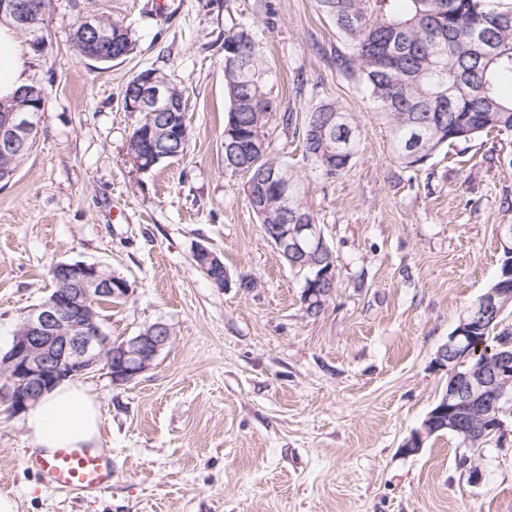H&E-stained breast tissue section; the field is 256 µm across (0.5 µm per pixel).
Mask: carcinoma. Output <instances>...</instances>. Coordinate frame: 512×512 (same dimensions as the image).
I'll return each instance as SVG.
<instances>
[{
	"mask_svg": "<svg viewBox=\"0 0 512 512\" xmlns=\"http://www.w3.org/2000/svg\"><path fill=\"white\" fill-rule=\"evenodd\" d=\"M345 40L348 52L336 56V69L358 72L373 111L386 125L394 157L415 170L444 146L484 135H512V0H315ZM112 52L136 49L128 27L103 20ZM224 87L230 102L224 138L234 131H263L278 104L267 89V69L257 32L241 25L224 37ZM0 102V113L41 101ZM334 112L354 129L350 139L332 142L336 171L347 169L360 152L357 126L335 101L312 106L302 122L303 157L311 171L326 172L308 156L321 141L310 136L313 114ZM263 164L274 179H288L304 190L288 162L264 146ZM265 206L255 211L260 224H281L277 188L270 184Z\"/></svg>",
	"mask_w": 512,
	"mask_h": 512,
	"instance_id": "1",
	"label": "carcinoma"
}]
</instances>
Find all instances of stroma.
<instances>
[{"mask_svg":"<svg viewBox=\"0 0 512 512\" xmlns=\"http://www.w3.org/2000/svg\"><path fill=\"white\" fill-rule=\"evenodd\" d=\"M79 10L129 26L134 53L99 67L79 58ZM246 22L261 26L280 111L335 101L358 126L359 155L334 178L306 169L280 119L265 128L334 253L336 292L315 317L248 203L246 174L224 168V37ZM44 33L41 51L24 49L45 93L37 141L0 183V348L59 262L128 280L131 296L105 313L113 339L159 320L173 336L130 384L102 369L77 379L112 460L101 495L45 487L25 464L36 449L23 416L0 399V493L18 512H512V433L474 452L451 432L402 449L448 383L437 349L499 273L512 224L499 136L403 170L358 75L336 70L346 46L315 0H172L165 12L157 0H53ZM147 68L182 90L192 135L182 156L141 172L122 91ZM199 243L223 258L225 287L195 265ZM469 453L475 482L460 465Z\"/></svg>","mask_w":512,"mask_h":512,"instance_id":"1","label":"stroma"}]
</instances>
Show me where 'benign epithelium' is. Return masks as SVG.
<instances>
[{
  "mask_svg": "<svg viewBox=\"0 0 512 512\" xmlns=\"http://www.w3.org/2000/svg\"><path fill=\"white\" fill-rule=\"evenodd\" d=\"M51 2L42 0L25 7L16 0H0V16L7 12L18 25L29 32L39 17L49 10ZM81 33L89 51L86 59L102 61L110 58L106 30L95 15L81 21ZM123 101L127 112H172L179 98L173 94L170 81L151 69L141 71L131 82ZM41 108L5 112L0 115V152L22 153ZM150 134L140 131L131 157L142 172L151 170L163 159L156 151H145L143 140ZM268 239L285 257L289 268L301 275L306 268L317 270L315 278L336 280L334 266L325 265L323 257L330 252L321 225L295 214L291 224H282ZM55 281L61 293L32 307L22 318L10 345L0 349V374L7 378L9 409L19 415L36 403L43 393L58 383L106 365L113 384L126 385L151 369L171 341L170 326L159 320L146 326L123 342H114L102 327V319L90 307L93 297L128 298L131 286L121 292L112 288L105 269L83 262H60ZM333 290L307 288L304 310L321 308ZM512 303V292L489 288L478 299L476 309L484 315L503 314ZM474 309V310H476ZM474 310L467 309L448 341L440 346L434 365L448 373V388L428 412L420 428L402 445L405 452H418L425 441L439 429L458 433L470 446L479 439L505 432V422L512 419V342L504 340L495 348L491 360L472 365L481 352V342L474 333L479 321Z\"/></svg>",
  "mask_w": 512,
  "mask_h": 512,
  "instance_id": "1",
  "label": "benign epithelium"
}]
</instances>
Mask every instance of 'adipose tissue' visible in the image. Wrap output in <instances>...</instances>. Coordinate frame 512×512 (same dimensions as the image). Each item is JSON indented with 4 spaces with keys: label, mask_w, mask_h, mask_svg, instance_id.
Masks as SVG:
<instances>
[{
    "label": "adipose tissue",
    "mask_w": 512,
    "mask_h": 512,
    "mask_svg": "<svg viewBox=\"0 0 512 512\" xmlns=\"http://www.w3.org/2000/svg\"><path fill=\"white\" fill-rule=\"evenodd\" d=\"M28 84L26 59L14 29L0 23V99H11ZM25 426L36 449L48 460L58 448L97 444L99 406L81 385L66 380L30 407Z\"/></svg>",
    "instance_id": "ef3b65f1"
}]
</instances>
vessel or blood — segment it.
<instances>
[{"instance_id": "vessel-or-blood-1", "label": "vessel or blood", "mask_w": 512, "mask_h": 512, "mask_svg": "<svg viewBox=\"0 0 512 512\" xmlns=\"http://www.w3.org/2000/svg\"><path fill=\"white\" fill-rule=\"evenodd\" d=\"M42 482L58 490L77 489L87 494H99L112 486V463L92 448L56 449L51 462L35 458L30 463Z\"/></svg>"}]
</instances>
